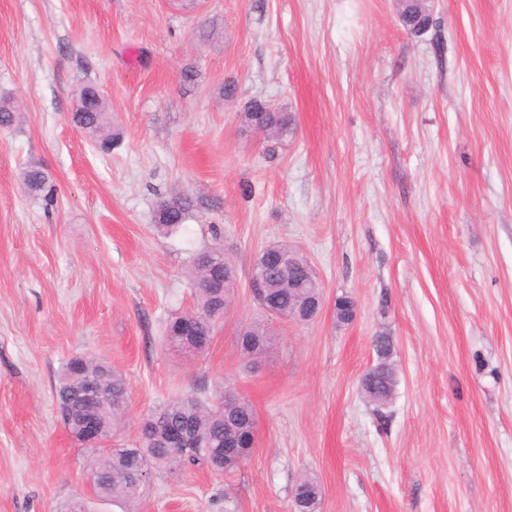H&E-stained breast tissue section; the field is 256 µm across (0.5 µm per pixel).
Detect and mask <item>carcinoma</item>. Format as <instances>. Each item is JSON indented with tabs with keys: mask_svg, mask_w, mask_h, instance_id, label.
Wrapping results in <instances>:
<instances>
[{
	"mask_svg": "<svg viewBox=\"0 0 512 512\" xmlns=\"http://www.w3.org/2000/svg\"><path fill=\"white\" fill-rule=\"evenodd\" d=\"M431 9L425 2L420 4L417 14L403 20V26L412 34H420L423 27H433ZM20 121V114L6 101L0 102V129L9 130ZM243 121L253 129H269L270 139L279 141L288 136L293 121L292 115L285 109L269 106L267 102L255 98L243 112ZM76 126H86L89 133L97 136L100 146L111 148L120 143V134L112 130L108 105L90 101L83 105V111L73 114ZM23 186L26 192L44 195L48 202L54 200V188L50 185L49 175L40 167L32 166L23 172ZM192 203L186 198L164 200L157 208L155 228L167 234L187 218ZM190 275L197 288V305L191 313L197 315L200 327L209 333L206 341L196 343L184 336L182 312L167 323L165 341L172 347L189 354L204 353L210 346L216 323L224 318V292H233V285H224V253L220 250H206L193 261ZM269 297L281 311H288L296 305L298 293L288 288V283L277 274L268 273ZM242 349L248 355L260 353L265 345V332L258 326L246 328L241 337ZM85 372L97 381L101 395L112 400V411L104 412L101 418L105 422L106 433L115 435L120 429L126 413L128 383L124 375L110 364L93 354L76 357ZM81 380L70 370V362L62 365L55 384V398L71 402L73 413L79 416L85 407L79 402ZM191 426L192 432L199 438L198 448H169L165 444V431L170 427ZM255 426L253 406L246 399L241 400L229 414H224V394L201 398L197 395L175 397L156 408L144 418V429L138 434L133 445L126 448L109 450L100 448L90 456L89 468L95 470L100 481L95 494L100 498H110L112 502L131 505L144 494L150 478L155 474H174L190 467H208L219 459L223 473H229L240 467L251 449L224 447V434L235 431L240 443H249Z\"/></svg>",
	"mask_w": 512,
	"mask_h": 512,
	"instance_id": "1",
	"label": "carcinoma"
}]
</instances>
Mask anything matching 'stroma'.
<instances>
[{"instance_id": "1", "label": "stroma", "mask_w": 512, "mask_h": 512, "mask_svg": "<svg viewBox=\"0 0 512 512\" xmlns=\"http://www.w3.org/2000/svg\"><path fill=\"white\" fill-rule=\"evenodd\" d=\"M431 6L414 36L397 0H0V97L22 111L0 131V512L78 496L123 512L91 491L57 409L83 353L127 379L121 443L177 395L231 388L256 413L240 469L153 476L134 512H294L306 478L316 512H512V0ZM86 84L117 149L71 121ZM255 98L295 118L275 151L242 123ZM33 163L53 205L22 188ZM175 195L191 215L160 234ZM273 242L319 279L310 322L251 296ZM211 248L237 288L187 358L164 328ZM255 322L270 342L250 359L238 333ZM379 336L396 375L381 412L360 390ZM192 206L187 198L175 197L163 200L156 211V230L162 234L172 232L185 222Z\"/></svg>"}]
</instances>
